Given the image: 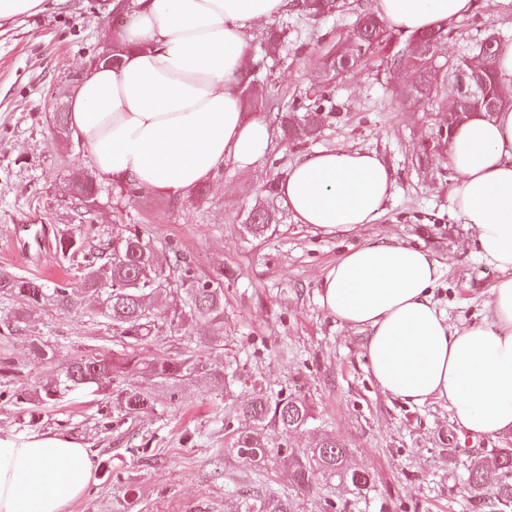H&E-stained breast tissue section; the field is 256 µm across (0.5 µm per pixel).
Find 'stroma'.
Listing matches in <instances>:
<instances>
[{"label": "stroma", "mask_w": 512, "mask_h": 512, "mask_svg": "<svg viewBox=\"0 0 512 512\" xmlns=\"http://www.w3.org/2000/svg\"><path fill=\"white\" fill-rule=\"evenodd\" d=\"M476 7L450 28L438 64L464 56L488 28L512 41V0H475ZM372 0L318 21L284 15L248 37L253 71L240 87L264 84L281 102L329 83L333 109L313 141L292 143L272 132L252 164L225 161L205 183L206 194L169 197L139 187L124 194L102 175L71 133H59L55 107H68L91 60L132 21L116 16L109 0H47L42 13L0 26V267L50 285L71 282L56 251L62 231L82 228L90 248L113 228L136 224L153 235L163 265L189 262L202 278L224 272V336L246 377L271 389L296 386L324 429L347 442L352 464L374 477L369 512H490L465 483L466 466L496 448H512V435L474 438L461 431L438 403L408 405L375 385L362 333L344 329L322 306L326 272L351 249L390 240L430 250L442 265L434 289L450 323L479 321L499 277L467 246L464 224L450 208L455 173L442 154H424L443 124L444 102L454 83L438 86L431 99L399 94L400 80L378 55L355 71L332 78L320 66L332 46L346 44L358 12ZM287 27L275 60L263 62L269 29ZM378 152L393 172L395 191L372 223L350 233L323 234L295 223L290 213L271 235L254 238L242 229L255 203L289 167L313 151L336 146ZM88 174L99 191L93 221L80 223L66 189L72 176ZM16 299L0 296V433L25 439L61 433L94 453L84 495L69 512H224L236 488L258 483L285 491L288 472L269 462L263 476L238 461L224 434V407L250 395L239 385L224 397L198 376L181 387V403L164 414L142 415L134 426L115 422L112 401L88 389L48 404H33L40 380L52 373L31 346L49 345L58 361L108 352L117 341L106 319L80 307L45 305L13 322ZM163 332L145 354L194 350L219 364L224 351L201 343L190 325L168 328L166 309L156 311ZM149 442L152 457L136 449Z\"/></svg>", "instance_id": "obj_1"}]
</instances>
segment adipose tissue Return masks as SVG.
I'll return each mask as SVG.
<instances>
[{
	"label": "adipose tissue",
	"mask_w": 512,
	"mask_h": 512,
	"mask_svg": "<svg viewBox=\"0 0 512 512\" xmlns=\"http://www.w3.org/2000/svg\"><path fill=\"white\" fill-rule=\"evenodd\" d=\"M295 0H137L119 65L89 66L68 124L114 182L186 196L231 160L253 163L269 126L244 112L236 77L257 25ZM473 0H374L404 34L451 26ZM494 69L506 103L477 112L448 141L450 206L476 253L499 271L479 323H449L434 300L441 264L396 241L352 249L324 279L321 304L364 333L377 388L409 404L439 401L471 435L512 433V43ZM393 175L373 151L319 150L296 161L277 196L296 223L344 232L371 223ZM92 453L62 434L0 435V512H67L88 485Z\"/></svg>",
	"instance_id": "obj_1"
}]
</instances>
